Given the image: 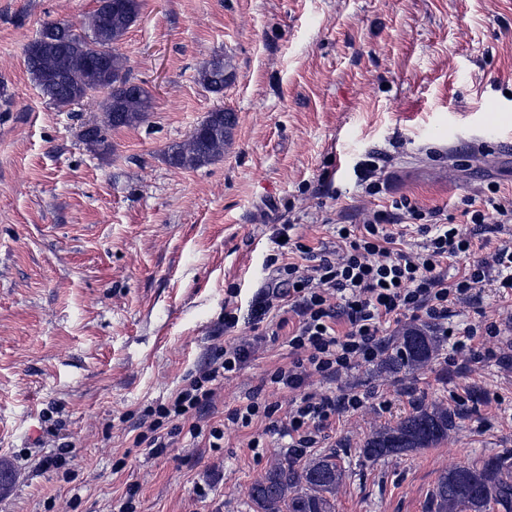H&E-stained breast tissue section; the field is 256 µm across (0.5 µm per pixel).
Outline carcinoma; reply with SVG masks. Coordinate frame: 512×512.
<instances>
[{"label": "carcinoma", "instance_id": "cac0c4a2", "mask_svg": "<svg viewBox=\"0 0 512 512\" xmlns=\"http://www.w3.org/2000/svg\"><path fill=\"white\" fill-rule=\"evenodd\" d=\"M140 8V0H112L111 14L97 8L89 16L88 35L67 20L47 22L24 50L35 86L56 107L76 104L93 92L106 94L101 122L80 134L81 141L95 150H109V131L140 126L154 108V97L132 81L127 57L118 48ZM234 76L230 61L221 56L197 68L198 83L213 94L224 92ZM237 120L234 110L217 107L186 141L165 148V161L185 170L212 163L224 154ZM437 347L431 328H411L400 346L386 354L381 368L398 374L420 367L433 358ZM458 418L448 408L418 403L396 425L367 438L362 454L378 461L431 448L448 439ZM343 477L344 467L334 452L302 463L285 456L252 483L250 512H335L336 488ZM493 507L512 512V463L502 456L441 473L431 494V512H489Z\"/></svg>", "mask_w": 512, "mask_h": 512}]
</instances>
